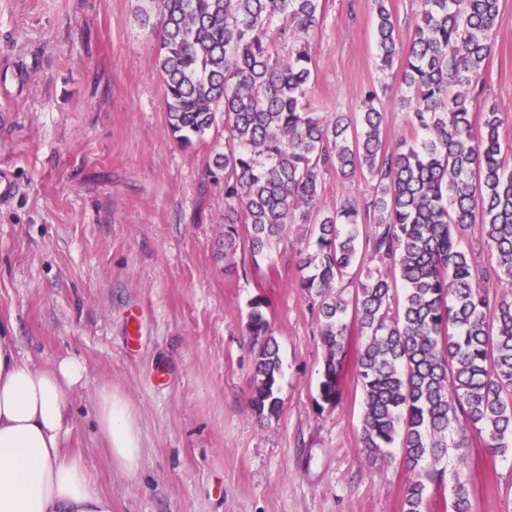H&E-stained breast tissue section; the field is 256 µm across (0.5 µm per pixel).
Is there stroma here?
<instances>
[{"label": "stroma", "instance_id": "1", "mask_svg": "<svg viewBox=\"0 0 512 512\" xmlns=\"http://www.w3.org/2000/svg\"><path fill=\"white\" fill-rule=\"evenodd\" d=\"M143 0H0V332L34 368L83 363L66 444L111 497L112 512H402L409 473L370 463L359 438L351 329L341 395L318 408L325 351L318 303L297 286L302 219L266 257L224 258L223 129L185 146L171 135L159 36ZM374 0H320L309 40V99L356 113L376 88L388 144L420 138L399 99L401 64L379 66ZM486 106L512 145V0H500L485 63ZM321 208L366 206L373 182L322 176ZM281 359L277 419L251 408L255 298ZM130 403L144 447L132 475L111 465L96 396ZM460 474L476 512H512V455L473 437Z\"/></svg>", "mask_w": 512, "mask_h": 512}]
</instances>
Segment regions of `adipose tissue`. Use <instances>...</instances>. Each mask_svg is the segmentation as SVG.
<instances>
[{"label": "adipose tissue", "instance_id": "ef3b65f1", "mask_svg": "<svg viewBox=\"0 0 512 512\" xmlns=\"http://www.w3.org/2000/svg\"><path fill=\"white\" fill-rule=\"evenodd\" d=\"M83 374L72 358L34 368L0 335V512H112L82 457L65 446L72 393ZM96 420L113 466L136 473L143 446L127 399L100 390Z\"/></svg>", "mask_w": 512, "mask_h": 512}]
</instances>
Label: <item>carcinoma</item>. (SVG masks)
I'll return each mask as SVG.
<instances>
[{
  "mask_svg": "<svg viewBox=\"0 0 512 512\" xmlns=\"http://www.w3.org/2000/svg\"><path fill=\"white\" fill-rule=\"evenodd\" d=\"M158 5L156 66L165 86L167 123L184 145L224 125L215 158L224 172V256L236 255V225L248 230L254 266L284 239L296 214L312 225L297 251L299 286L319 300L326 349L319 408L336 404L350 329L364 346L360 443L372 463L398 450L413 474L402 512H426L430 490H446L441 462L457 451L467 463L471 436L512 454V297L490 295L488 278L512 281V170L504 164L493 107L477 110L485 62L494 49L499 0H419V22L406 52L391 14L377 4L381 67L403 63L412 91L403 101L418 141L387 146L376 90L364 110L322 112L307 97L310 35L320 0H150ZM480 112L474 124V112ZM377 180L372 221L358 224L349 201L320 207L322 173ZM481 227L495 265L479 268L463 239ZM385 272L359 284L351 301L338 284L362 255ZM249 304L246 333L254 354L251 406L278 417L281 361L266 314ZM449 512H474L468 482L454 476Z\"/></svg>",
  "mask_w": 512,
  "mask_h": 512,
  "instance_id": "carcinoma-1",
  "label": "carcinoma"
}]
</instances>
